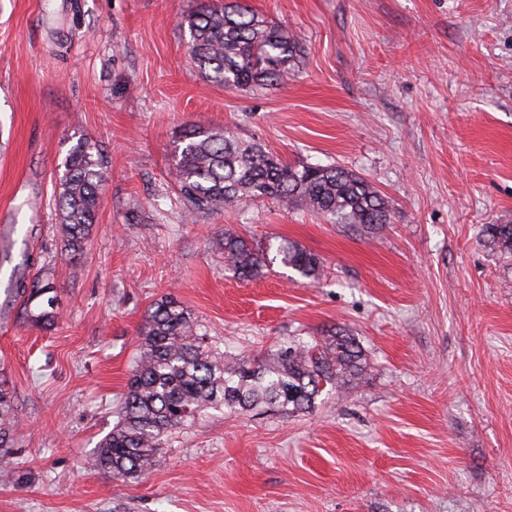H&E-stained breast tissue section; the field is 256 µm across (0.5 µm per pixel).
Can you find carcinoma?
Returning a JSON list of instances; mask_svg holds the SVG:
<instances>
[{"instance_id": "obj_1", "label": "carcinoma", "mask_w": 512, "mask_h": 512, "mask_svg": "<svg viewBox=\"0 0 512 512\" xmlns=\"http://www.w3.org/2000/svg\"><path fill=\"white\" fill-rule=\"evenodd\" d=\"M187 24L192 58L211 82L226 88L276 82L304 53L296 36L262 18L244 0L205 4L187 16ZM175 152L172 176L190 217L268 197L285 208L304 205L334 224L358 229L390 222L387 201L359 174L339 165L299 168L228 127L187 124ZM61 168L56 210L62 254L76 269L107 181L104 149L88 137L79 138ZM485 233L500 253L512 255V224H488ZM269 251L224 233V260L242 277L258 276ZM276 255L302 278L320 274V259L297 244L278 247ZM36 293L47 296L46 306L29 312V320L51 328L58 319L55 282H41ZM367 367L360 342L345 329L309 341L288 338L229 362L212 352L187 309L164 297L151 306L141 330L139 357L117 421L98 448V465L117 479L143 474L157 464L162 438L209 408L231 413L259 405L307 410L327 387L347 391L365 377Z\"/></svg>"}]
</instances>
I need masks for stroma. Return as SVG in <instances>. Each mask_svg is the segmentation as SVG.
<instances>
[{
  "mask_svg": "<svg viewBox=\"0 0 512 512\" xmlns=\"http://www.w3.org/2000/svg\"><path fill=\"white\" fill-rule=\"evenodd\" d=\"M203 0H0V379L18 426L0 512H512V0H246L297 34L272 86L210 82L185 18ZM229 126L295 165L335 164L383 194L365 232L274 200L187 222L171 169L188 123ZM108 161L77 271L53 195L72 137ZM296 242L244 280L225 232ZM53 279L62 317L33 326ZM176 298L213 351L241 357L350 330L368 361L309 411L207 410L160 462L116 479L101 440L151 304ZM485 233L500 253L512 255V224H488ZM278 256H281V262L286 267L294 270L302 278L316 279L320 274V259L298 244L288 243L287 246H279L276 249V257Z\"/></svg>",
  "mask_w": 512,
  "mask_h": 512,
  "instance_id": "1",
  "label": "stroma"
}]
</instances>
